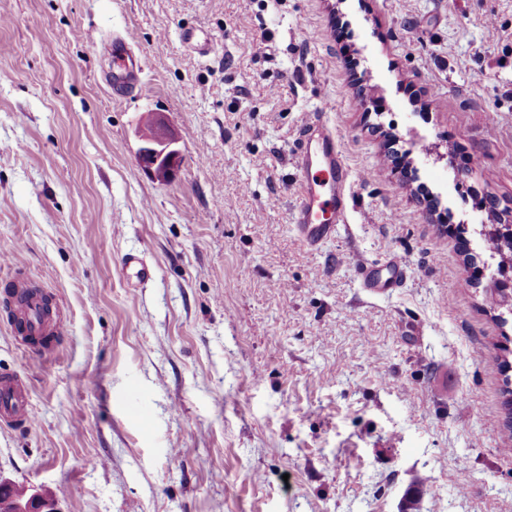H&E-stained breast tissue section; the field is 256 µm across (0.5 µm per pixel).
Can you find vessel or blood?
Returning a JSON list of instances; mask_svg holds the SVG:
<instances>
[{
  "label": "vessel or blood",
  "instance_id": "b4317fda",
  "mask_svg": "<svg viewBox=\"0 0 512 512\" xmlns=\"http://www.w3.org/2000/svg\"><path fill=\"white\" fill-rule=\"evenodd\" d=\"M135 56L128 41L112 44V88L126 91L133 75L131 63ZM303 144L297 153L298 161L306 170L301 184L298 205L294 214L302 240L316 246L335 234L339 224L347 220L349 184L347 165L336 139L327 131L309 123L304 127ZM389 277H379L375 268L360 267L361 285L376 293H385L397 287L405 276L408 262L395 257L389 262ZM29 388L22 377L0 375V423L13 424L27 414Z\"/></svg>",
  "mask_w": 512,
  "mask_h": 512
}]
</instances>
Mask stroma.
<instances>
[{"label":"stroma","mask_w":512,"mask_h":512,"mask_svg":"<svg viewBox=\"0 0 512 512\" xmlns=\"http://www.w3.org/2000/svg\"><path fill=\"white\" fill-rule=\"evenodd\" d=\"M116 38L143 65L128 100ZM146 112L179 136L165 181ZM310 120L351 187L316 249L291 222ZM477 195L512 224V0H0V292L65 315L31 360L0 306L32 415L0 424V476L61 512H512V317ZM395 254L404 286L362 288ZM129 62L134 67L130 68ZM136 67L135 55L126 40L112 42V89L116 92L126 91Z\"/></svg>","instance_id":"35a3bbf8"}]
</instances>
